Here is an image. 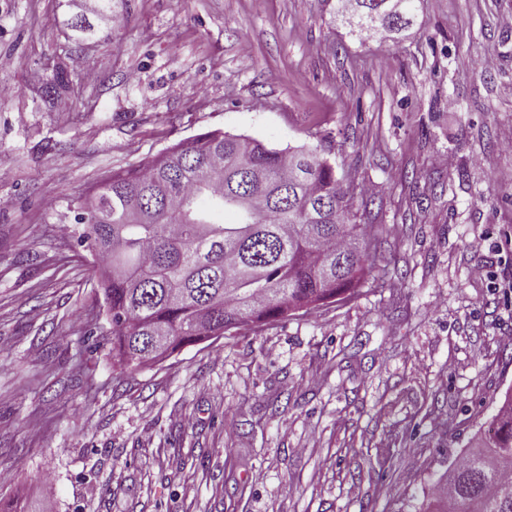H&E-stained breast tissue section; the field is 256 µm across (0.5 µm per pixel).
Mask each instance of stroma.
Wrapping results in <instances>:
<instances>
[{
  "mask_svg": "<svg viewBox=\"0 0 512 512\" xmlns=\"http://www.w3.org/2000/svg\"><path fill=\"white\" fill-rule=\"evenodd\" d=\"M74 10L0 0V499L424 512L512 390V0H417L394 39L336 0H112L120 26L72 46ZM68 48L73 91L45 103ZM214 129L318 150L377 265L118 374L73 202Z\"/></svg>",
  "mask_w": 512,
  "mask_h": 512,
  "instance_id": "obj_1",
  "label": "stroma"
}]
</instances>
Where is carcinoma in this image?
<instances>
[{
    "mask_svg": "<svg viewBox=\"0 0 512 512\" xmlns=\"http://www.w3.org/2000/svg\"><path fill=\"white\" fill-rule=\"evenodd\" d=\"M91 15L120 25L112 0H96ZM411 22V13L393 8L380 26L394 36ZM71 61L69 53L57 57L44 100L70 94ZM75 210L78 245L112 269L101 288L112 359L123 371L156 359L158 330L173 353L333 301L376 266L367 241L360 257L346 255L348 239L367 232L327 159L220 130L112 173ZM217 213L234 221L217 224ZM429 508L512 512V392L435 487Z\"/></svg>",
    "mask_w": 512,
    "mask_h": 512,
    "instance_id": "obj_1",
    "label": "carcinoma"
}]
</instances>
